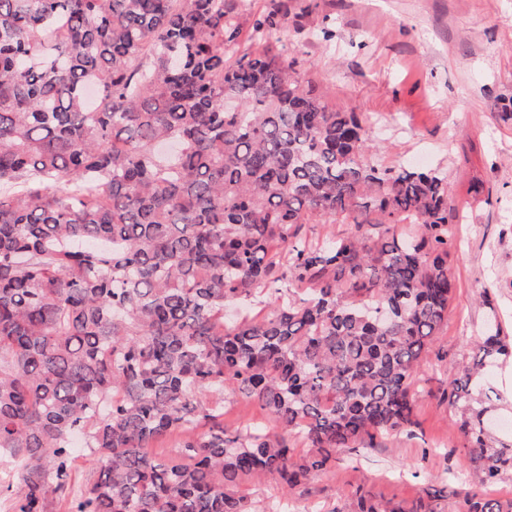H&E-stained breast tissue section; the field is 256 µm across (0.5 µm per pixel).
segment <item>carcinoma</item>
Wrapping results in <instances>:
<instances>
[{"label": "carcinoma", "mask_w": 512, "mask_h": 512, "mask_svg": "<svg viewBox=\"0 0 512 512\" xmlns=\"http://www.w3.org/2000/svg\"><path fill=\"white\" fill-rule=\"evenodd\" d=\"M288 11L227 0H0V454L15 512H258L413 424L448 321L458 213L437 171L373 159L371 122L288 58ZM313 224H347L323 240ZM481 337L444 399L474 481L512 473ZM281 427L224 431V391ZM181 433V451L150 448ZM95 474L74 488L73 439ZM359 486L347 512H437ZM244 489L249 498L257 502V505L265 507L267 510H276L275 506L281 500V492L274 483L247 481Z\"/></svg>", "instance_id": "carcinoma-1"}]
</instances>
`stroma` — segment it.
Listing matches in <instances>:
<instances>
[{
    "mask_svg": "<svg viewBox=\"0 0 512 512\" xmlns=\"http://www.w3.org/2000/svg\"><path fill=\"white\" fill-rule=\"evenodd\" d=\"M283 44L310 85L342 112L371 116L379 160L437 169L460 221L448 266V325L414 386L415 424L383 439L359 469L340 463L289 499L295 512H340L356 486L412 501L469 472L442 392L476 353L488 316L512 336V0H284ZM484 389L494 431L512 438V359Z\"/></svg>",
    "mask_w": 512,
    "mask_h": 512,
    "instance_id": "obj_1",
    "label": "stroma"
}]
</instances>
